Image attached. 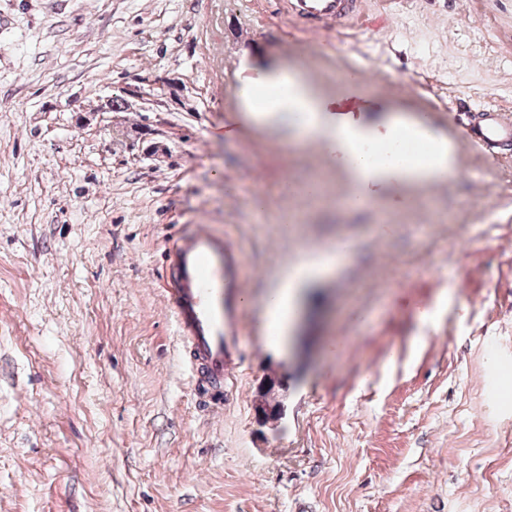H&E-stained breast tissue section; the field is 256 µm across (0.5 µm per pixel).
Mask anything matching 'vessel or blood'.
Segmentation results:
<instances>
[{"label":"vessel or blood","instance_id":"b4317fda","mask_svg":"<svg viewBox=\"0 0 512 512\" xmlns=\"http://www.w3.org/2000/svg\"><path fill=\"white\" fill-rule=\"evenodd\" d=\"M360 0H289L288 14L300 20L329 19L344 24L358 11ZM457 107L468 120L470 141L490 151L512 145V123L491 106L459 96ZM172 286L165 291L183 342V363L193 386L222 413L221 394L228 375V345L224 336V245L200 230L186 238L170 266Z\"/></svg>","mask_w":512,"mask_h":512}]
</instances>
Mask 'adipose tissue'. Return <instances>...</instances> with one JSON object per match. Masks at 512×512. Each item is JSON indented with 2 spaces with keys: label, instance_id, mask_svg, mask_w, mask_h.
Returning a JSON list of instances; mask_svg holds the SVG:
<instances>
[{
  "label": "adipose tissue",
  "instance_id": "obj_1",
  "mask_svg": "<svg viewBox=\"0 0 512 512\" xmlns=\"http://www.w3.org/2000/svg\"><path fill=\"white\" fill-rule=\"evenodd\" d=\"M241 98L256 124L272 120L287 126L292 145L329 144L355 184L424 185L455 174L452 147L425 122L398 118L383 136L376 137L353 122L330 120L327 106L296 72L257 77L242 89ZM335 261V248H327L318 257L291 267L281 287L265 296L266 328L272 338L285 341L298 313V288L328 273Z\"/></svg>",
  "mask_w": 512,
  "mask_h": 512
}]
</instances>
